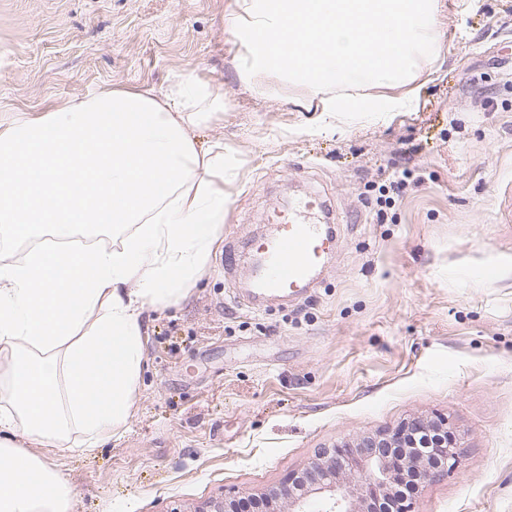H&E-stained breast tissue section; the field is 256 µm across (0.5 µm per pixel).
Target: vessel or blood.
Instances as JSON below:
<instances>
[{
	"label": "vessel or blood",
	"mask_w": 512,
	"mask_h": 512,
	"mask_svg": "<svg viewBox=\"0 0 512 512\" xmlns=\"http://www.w3.org/2000/svg\"><path fill=\"white\" fill-rule=\"evenodd\" d=\"M336 246L335 237L305 215L279 221L273 236L256 241L265 261L260 288L271 294L291 296L307 288L324 255Z\"/></svg>",
	"instance_id": "1"
}]
</instances>
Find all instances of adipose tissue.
Masks as SVG:
<instances>
[{
	"label": "adipose tissue",
	"mask_w": 512,
	"mask_h": 512,
	"mask_svg": "<svg viewBox=\"0 0 512 512\" xmlns=\"http://www.w3.org/2000/svg\"><path fill=\"white\" fill-rule=\"evenodd\" d=\"M224 109L212 85L102 88L0 127V230L53 247L0 261V512H69L73 489L17 437L85 449L123 430L145 355L142 313L185 299L224 222V145L195 132ZM108 226L107 248H65Z\"/></svg>",
	"instance_id": "1"
}]
</instances>
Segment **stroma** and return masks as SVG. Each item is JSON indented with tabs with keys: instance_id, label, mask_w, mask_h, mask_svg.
Masks as SVG:
<instances>
[{
	"instance_id": "stroma-1",
	"label": "stroma",
	"mask_w": 512,
	"mask_h": 512,
	"mask_svg": "<svg viewBox=\"0 0 512 512\" xmlns=\"http://www.w3.org/2000/svg\"><path fill=\"white\" fill-rule=\"evenodd\" d=\"M440 2L413 108L344 122L301 111L306 90L279 76L242 77L234 0H0V123L186 75L224 95L196 133L224 144L223 239L186 299L145 308L127 428L88 452L19 441L68 479L71 512L254 498L416 415L449 419L459 465L413 512H512V0ZM312 194L338 232L314 288L240 306L225 251L249 284V240Z\"/></svg>"
}]
</instances>
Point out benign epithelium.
<instances>
[{"mask_svg": "<svg viewBox=\"0 0 512 512\" xmlns=\"http://www.w3.org/2000/svg\"><path fill=\"white\" fill-rule=\"evenodd\" d=\"M343 456L322 448L315 459L287 481L264 491L272 512H370L368 503L387 493L396 478L390 449H407L403 466L422 479L458 465V441L445 420L435 424L414 416L390 431L361 434L347 442Z\"/></svg>", "mask_w": 512, "mask_h": 512, "instance_id": "1", "label": "benign epithelium"}]
</instances>
